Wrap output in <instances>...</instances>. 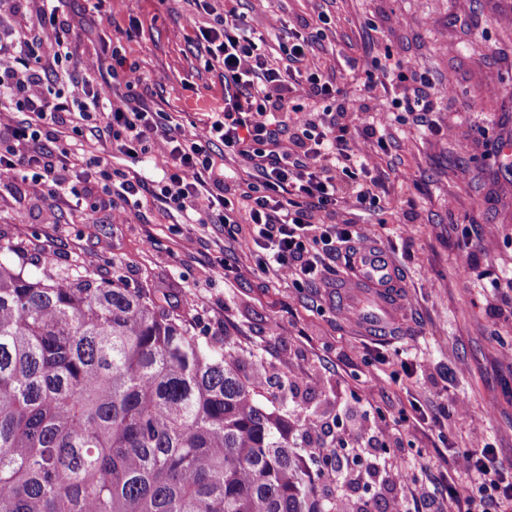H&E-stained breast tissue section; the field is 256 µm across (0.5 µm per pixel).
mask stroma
Segmentation results:
<instances>
[{"instance_id": "obj_1", "label": "stroma", "mask_w": 512, "mask_h": 512, "mask_svg": "<svg viewBox=\"0 0 512 512\" xmlns=\"http://www.w3.org/2000/svg\"><path fill=\"white\" fill-rule=\"evenodd\" d=\"M237 8L259 29L270 17L283 21L264 46L274 63L287 31L317 32L311 65L340 88L346 106L369 104L385 130L386 147L373 155L389 193L370 209L345 208L343 217L395 265L402 302L389 337L359 329L356 316L374 309L371 300L341 310L343 259L327 283L296 289L261 273L223 225L180 224L148 194L137 205L99 200L86 215L19 179L0 186V235L27 248V273L62 272L89 253L97 276L166 293L200 341L218 347L230 337L250 351L264 391L283 390V408L316 415L352 442L367 443L360 414L370 410L378 424L396 427L393 457L440 472L453 448L469 447L472 417L482 421L485 443L511 462L512 357L495 337L512 336V159L501 153L512 143V0H239ZM193 9L189 0H112L106 18L92 0H67L74 55L46 70L41 91L58 90L65 70L103 83L117 50L139 68L138 91L154 110L176 115L185 130L202 128L224 98V80L185 23ZM388 55L429 77L432 118L448 136L410 118L394 121L402 82L380 68ZM370 71L388 89L369 99ZM449 84L453 94L439 96ZM82 141L112 170L147 181L168 166L157 154H105L91 127ZM408 209L415 222L405 237ZM186 234L195 238L187 250ZM466 235L473 255L462 273L456 256ZM417 404L436 424L412 421Z\"/></svg>"}]
</instances>
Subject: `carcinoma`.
Wrapping results in <instances>:
<instances>
[{
    "label": "carcinoma",
    "instance_id": "carcinoma-1",
    "mask_svg": "<svg viewBox=\"0 0 512 512\" xmlns=\"http://www.w3.org/2000/svg\"><path fill=\"white\" fill-rule=\"evenodd\" d=\"M0 237V512H339L288 410L156 293L24 274Z\"/></svg>",
    "mask_w": 512,
    "mask_h": 512
}]
</instances>
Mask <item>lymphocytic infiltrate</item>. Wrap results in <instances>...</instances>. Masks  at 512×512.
<instances>
[{"mask_svg":"<svg viewBox=\"0 0 512 512\" xmlns=\"http://www.w3.org/2000/svg\"><path fill=\"white\" fill-rule=\"evenodd\" d=\"M61 2L43 0L39 30L0 39V183L22 178L90 213L95 203L70 177L78 167L95 174L108 197L127 203L150 191L188 224L231 228L247 220L249 232L240 246L257 256L261 271L296 288L323 282L337 252L364 243L341 211L366 206L386 192L367 151L384 146L385 139L368 107L351 110L340 103L332 111L318 110L336 91L306 66L308 37L289 35L288 63L280 67L258 51L266 31L278 29L279 18L258 30L239 13L237 0H224L223 12L204 22L189 15L186 24L220 69L225 87L223 108L202 131L189 133L172 115L153 111L132 95L142 76L117 54L107 82L72 79L54 93L38 92L41 70L31 61L42 31L54 33L51 63L73 54ZM19 112L26 121H16ZM97 123L117 151L167 158L155 188L124 174L113 177L104 158L86 155L83 128ZM46 137L52 138V149L43 148ZM217 140L251 172L239 200L230 199L228 177L213 158ZM450 468L464 485L445 481L449 512H512V466L498 462L492 448L478 442L454 451Z\"/></svg>","mask_w":512,"mask_h":512,"instance_id":"f902f5d3","label":"lymphocytic infiltrate"}]
</instances>
